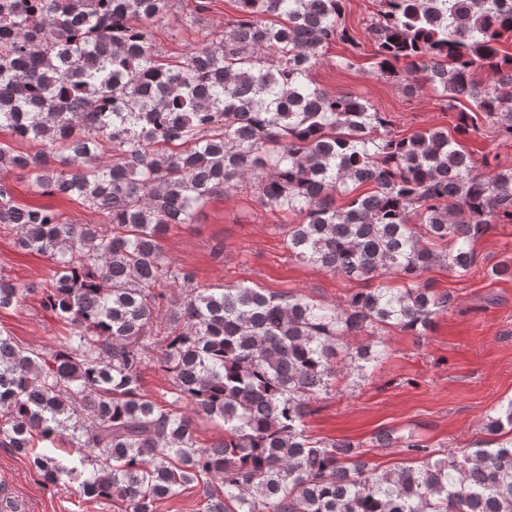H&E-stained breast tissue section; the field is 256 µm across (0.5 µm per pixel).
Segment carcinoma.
Listing matches in <instances>:
<instances>
[{
    "label": "carcinoma",
    "mask_w": 512,
    "mask_h": 512,
    "mask_svg": "<svg viewBox=\"0 0 512 512\" xmlns=\"http://www.w3.org/2000/svg\"><path fill=\"white\" fill-rule=\"evenodd\" d=\"M237 2L224 31L163 59L150 27L172 0H0V133L40 143L21 154L0 142V172L106 217L75 224L18 205L0 178V227L49 261L38 281L0 274V309L37 294L64 329L44 350L0 329V443L57 484L80 476L53 455L66 441L88 468L83 496L129 512H158L194 483L207 512H512V438L495 440L512 401L488 418L493 440L417 469L379 471L358 445L315 441L305 425L338 358L370 374L386 329L422 336L447 309L423 275L445 262L466 276L487 226L512 223V168L481 173L448 129L398 138L367 100L313 85L327 45L357 43L344 0ZM380 6L366 27L379 72L405 63L404 89L439 93L459 135L489 124L512 138V54L499 48L512 0ZM248 189L295 220L290 256L369 287L329 306L195 285L161 241ZM164 288L185 289L177 307L164 308ZM151 361L174 385L164 404L142 391ZM196 416L223 423L224 439L200 445ZM377 441L430 456L395 429Z\"/></svg>",
    "instance_id": "cac0c4a2"
}]
</instances>
